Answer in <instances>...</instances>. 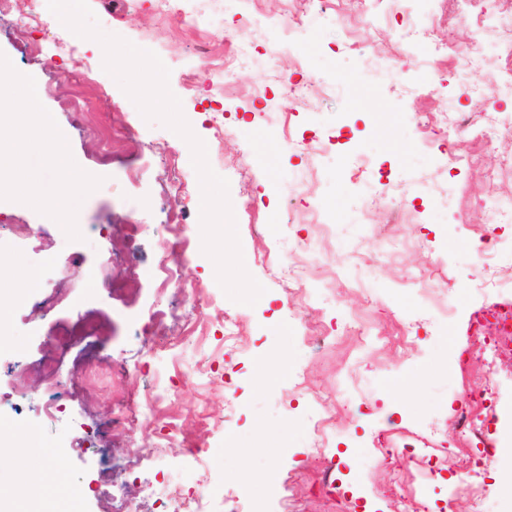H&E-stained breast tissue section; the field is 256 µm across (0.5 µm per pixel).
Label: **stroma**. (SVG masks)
Listing matches in <instances>:
<instances>
[{
	"label": "stroma",
	"instance_id": "stroma-1",
	"mask_svg": "<svg viewBox=\"0 0 512 512\" xmlns=\"http://www.w3.org/2000/svg\"><path fill=\"white\" fill-rule=\"evenodd\" d=\"M102 31L137 47L154 45L167 60L169 89L207 147L211 168L229 181L244 264L265 288L255 306L230 301L202 251L201 193L187 143L160 121H146L103 70L94 40L40 17L24 24L27 0L0 18V63L20 79L38 81L32 110L69 132L95 182L61 235L39 207L0 197V265L40 272L64 299L50 314L32 300L0 309V512H25L22 478L54 480L67 512H170L176 488L208 495V512L236 499L242 512H471L464 474L433 473L416 494L400 496L399 480L418 460L404 443L421 440L428 459L457 451L452 420L472 401L471 384L486 374L477 347L495 335L471 241L486 224L487 197L512 199V170L487 183L484 173L512 157V129L476 148L459 132L447 148L422 132L442 109L429 93L427 57L433 44L405 52L393 22L362 20L364 0H340L339 17L311 13L273 61L261 59L284 16L283 0H260L252 51L259 64L238 70L233 92L216 95L211 51L223 50L241 17L239 0H185V15L160 19L152 0H89ZM480 0H440L433 43L469 45L483 67L455 68L459 85L495 79L497 48L512 33L497 20H460L479 13ZM399 64L396 78H372L380 59ZM88 81H71L73 72ZM316 77L308 98L281 94L279 75ZM126 138L103 144L112 126ZM304 142L288 150L283 136ZM480 150L481 163L458 160ZM389 170L392 193L409 206L400 221L387 209H367L373 174ZM309 175L312 192L295 191ZM470 189L456 203L451 189ZM322 208L333 235L319 239L309 215ZM188 242L178 279L162 285L158 254L173 242L172 216ZM23 224L27 235L10 227ZM139 231L124 253L111 242L128 225ZM315 240L321 254L307 267L312 299L302 303L271 277L267 249L295 252ZM429 273L443 315L410 278ZM85 312L105 316L103 341L77 345L60 359L59 382L47 385L35 363L52 348L58 325ZM245 325L225 341L224 317ZM361 316L362 335L346 333ZM489 428L498 461L486 475L491 512H512V355L502 354L493 377ZM342 389L331 410L324 454H311L309 429L318 396ZM152 414L140 416L146 396ZM36 432L50 448L40 457L15 442ZM133 449L137 467L126 464Z\"/></svg>",
	"mask_w": 512,
	"mask_h": 512
}]
</instances>
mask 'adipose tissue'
I'll return each mask as SVG.
<instances>
[{
  "instance_id": "adipose-tissue-1",
  "label": "adipose tissue",
  "mask_w": 512,
  "mask_h": 512,
  "mask_svg": "<svg viewBox=\"0 0 512 512\" xmlns=\"http://www.w3.org/2000/svg\"><path fill=\"white\" fill-rule=\"evenodd\" d=\"M8 92V112L0 116V128L18 125L26 130V145L36 152V171L18 172L16 154L0 147V195L17 192L41 206L48 222L59 224L62 234L72 230L70 223L61 219L62 213L75 212L91 183L81 172L79 161L66 150L64 131H46L43 115L31 111L27 102L33 86L16 79L9 70L0 68V90ZM50 137L51 148H43V137Z\"/></svg>"
}]
</instances>
